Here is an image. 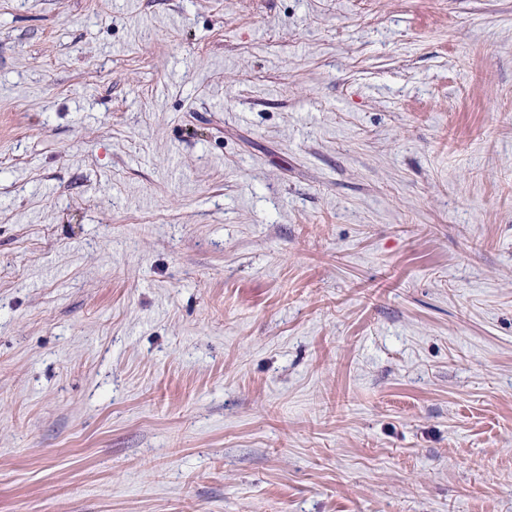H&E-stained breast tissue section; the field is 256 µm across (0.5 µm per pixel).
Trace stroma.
I'll use <instances>...</instances> for the list:
<instances>
[{
	"label": "stroma",
	"mask_w": 512,
	"mask_h": 512,
	"mask_svg": "<svg viewBox=\"0 0 512 512\" xmlns=\"http://www.w3.org/2000/svg\"><path fill=\"white\" fill-rule=\"evenodd\" d=\"M0 512H512V0H0Z\"/></svg>",
	"instance_id": "1"
}]
</instances>
